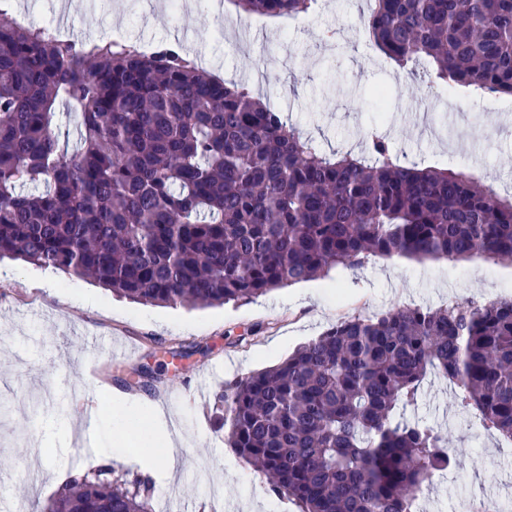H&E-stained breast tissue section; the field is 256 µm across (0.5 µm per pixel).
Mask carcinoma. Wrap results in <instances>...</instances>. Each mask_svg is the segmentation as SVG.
Returning a JSON list of instances; mask_svg holds the SVG:
<instances>
[{
	"label": "carcinoma",
	"instance_id": "obj_1",
	"mask_svg": "<svg viewBox=\"0 0 512 512\" xmlns=\"http://www.w3.org/2000/svg\"><path fill=\"white\" fill-rule=\"evenodd\" d=\"M295 18L317 0H229ZM373 46L430 82L512 96V0H373ZM73 114L72 147L53 127ZM512 262V195L403 162L374 129L325 153L248 85L179 47L60 40L0 11V258L89 277L135 302L243 305L371 257ZM430 370L512 439V299L341 318L217 395L227 443L301 512H417L457 466L397 417ZM74 479L41 512H152L149 480Z\"/></svg>",
	"mask_w": 512,
	"mask_h": 512
}]
</instances>
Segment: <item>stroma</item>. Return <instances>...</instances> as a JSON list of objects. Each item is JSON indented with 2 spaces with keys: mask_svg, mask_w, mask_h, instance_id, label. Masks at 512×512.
I'll use <instances>...</instances> for the list:
<instances>
[{
  "mask_svg": "<svg viewBox=\"0 0 512 512\" xmlns=\"http://www.w3.org/2000/svg\"><path fill=\"white\" fill-rule=\"evenodd\" d=\"M369 0H318L295 19L255 16L241 33L227 0H194L174 18L167 0H78L67 39L122 31L140 48L180 45L210 73L242 82L322 149L358 148L372 129L422 167L471 169L481 160L498 192L512 191V97L461 88L454 108L423 70L407 73L365 37ZM512 297V264L373 257L355 268L221 308L150 306L90 280L0 261V512H36L70 476L110 465L134 479L126 456L154 472L153 512H299L229 448L214 407L226 382L272 366L336 320L461 298ZM121 341L127 356L106 342ZM205 383L204 397L195 388ZM81 396H74V386ZM94 407L97 445L83 451L82 409ZM126 408V427L113 423ZM162 412L181 470L164 477L165 451L143 436ZM405 418L448 434L460 462L420 495L417 512H460L477 501L512 512V441L460 413L446 379L428 373Z\"/></svg>",
  "mask_w": 512,
  "mask_h": 512,
  "instance_id": "35a3bbf8",
  "label": "stroma"
}]
</instances>
